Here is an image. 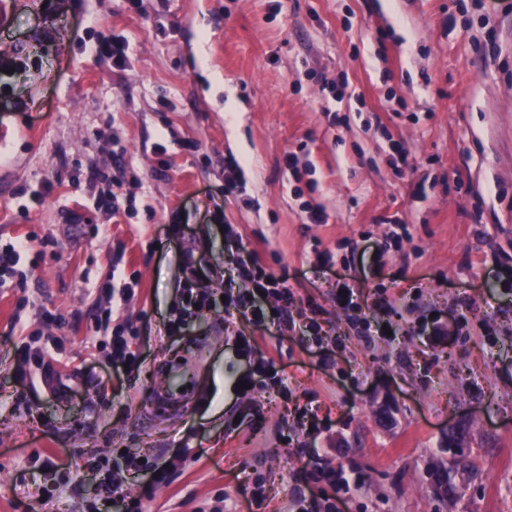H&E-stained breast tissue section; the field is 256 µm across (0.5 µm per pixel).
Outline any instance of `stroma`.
Here are the masks:
<instances>
[{
  "label": "stroma",
  "mask_w": 512,
  "mask_h": 512,
  "mask_svg": "<svg viewBox=\"0 0 512 512\" xmlns=\"http://www.w3.org/2000/svg\"><path fill=\"white\" fill-rule=\"evenodd\" d=\"M115 37L119 69L100 54ZM93 170L121 183L120 214L109 188L88 194ZM28 233L0 287V512H29L15 484L63 474L57 512H77L100 494L87 459L184 441L167 484L126 476L146 512H294L300 492L346 512H512V0H0V242ZM240 240L292 288L288 314L263 330L218 306L166 337L185 255L222 288ZM114 266L133 295L87 291ZM340 278L390 335L337 307ZM105 310L143 357L118 378ZM16 317L60 340L58 390L17 383ZM202 346L197 396L156 407L161 363ZM452 439L474 467L444 496L427 472Z\"/></svg>",
  "instance_id": "1"
}]
</instances>
